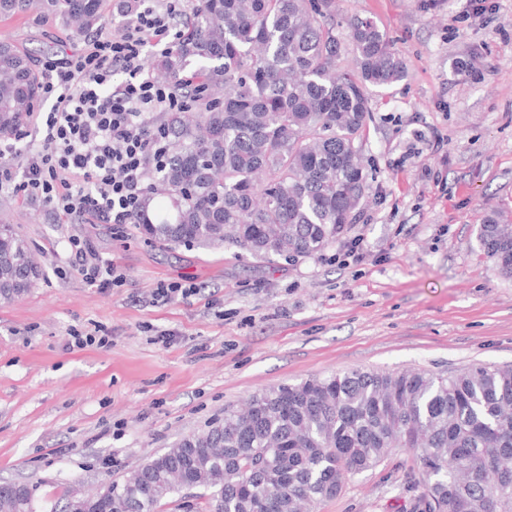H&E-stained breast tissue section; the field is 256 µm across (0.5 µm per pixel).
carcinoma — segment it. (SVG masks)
<instances>
[{"label": "carcinoma", "mask_w": 512, "mask_h": 512, "mask_svg": "<svg viewBox=\"0 0 512 512\" xmlns=\"http://www.w3.org/2000/svg\"><path fill=\"white\" fill-rule=\"evenodd\" d=\"M36 3L77 33L102 26V0H0V17ZM335 11L336 0H199L155 66L199 99L167 113V166L132 217L145 241L289 261L342 237L367 187L368 91L401 81L407 64L375 21L356 18V72H339ZM40 90L30 55L1 39L0 138L26 122ZM477 241L512 279V218L488 213ZM39 275L26 241L0 221V300ZM396 448L422 474L406 476L413 512H512V367L356 369L271 387L55 512H156L173 498L202 499L204 512H309ZM0 512H36L29 486L0 482Z\"/></svg>", "instance_id": "cac0c4a2"}]
</instances>
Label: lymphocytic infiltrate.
Here are the masks:
<instances>
[{
    "instance_id": "obj_1",
    "label": "lymphocytic infiltrate",
    "mask_w": 512,
    "mask_h": 512,
    "mask_svg": "<svg viewBox=\"0 0 512 512\" xmlns=\"http://www.w3.org/2000/svg\"><path fill=\"white\" fill-rule=\"evenodd\" d=\"M186 0H117L111 34L95 32L82 46L48 65L36 147L22 170L0 143V187L15 186L63 214L91 224H127L138 211L150 176L167 161L163 136L151 125L157 112L183 109V101L146 73L151 52L175 47ZM72 266L89 284L108 287L122 275L89 241L71 242Z\"/></svg>"
}]
</instances>
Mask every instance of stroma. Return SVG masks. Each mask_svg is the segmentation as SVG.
Returning a JSON list of instances; mask_svg holds the SVG:
<instances>
[{
    "label": "stroma",
    "instance_id": "obj_1",
    "mask_svg": "<svg viewBox=\"0 0 512 512\" xmlns=\"http://www.w3.org/2000/svg\"><path fill=\"white\" fill-rule=\"evenodd\" d=\"M495 14L467 0H336L340 64L354 66L349 21L373 18L407 62L370 91L362 144L367 190L347 238L293 262L238 248L147 244L131 224H78L39 200L0 190L41 268L23 296L0 301V481L28 484L37 512L69 489L96 491L225 410L283 383L336 371H457L512 365V279L484 258L476 229L512 214V0ZM0 38L35 67L80 48L47 16L0 18ZM447 135L440 151L430 130ZM81 237L114 260L121 286L88 285L69 265ZM201 294L154 304L163 280ZM173 330L168 346L149 327ZM109 331L107 347L70 348L72 331ZM412 453L397 450L350 477L315 512H412L402 489Z\"/></svg>",
    "mask_w": 512,
    "mask_h": 512
}]
</instances>
